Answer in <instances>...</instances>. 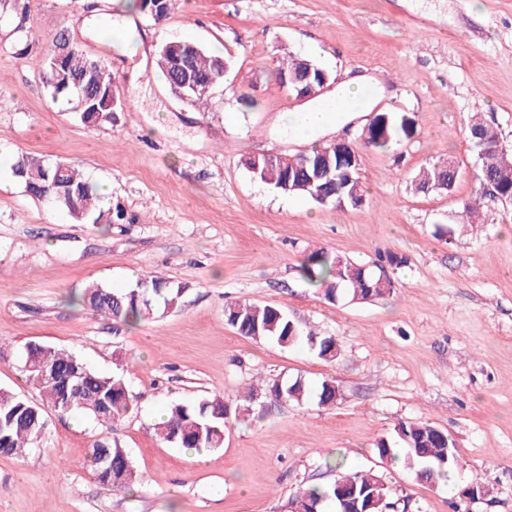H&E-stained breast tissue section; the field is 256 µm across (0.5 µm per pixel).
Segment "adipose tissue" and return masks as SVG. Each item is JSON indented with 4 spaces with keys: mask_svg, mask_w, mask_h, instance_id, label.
I'll use <instances>...</instances> for the list:
<instances>
[{
    "mask_svg": "<svg viewBox=\"0 0 512 512\" xmlns=\"http://www.w3.org/2000/svg\"><path fill=\"white\" fill-rule=\"evenodd\" d=\"M366 91V84L362 80L343 81L338 85L331 103L289 113L288 124L298 136L326 130L337 125L344 117L361 113L368 105Z\"/></svg>",
    "mask_w": 512,
    "mask_h": 512,
    "instance_id": "obj_1",
    "label": "adipose tissue"
}]
</instances>
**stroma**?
Instances as JSON below:
<instances>
[{
    "instance_id": "1",
    "label": "stroma",
    "mask_w": 512,
    "mask_h": 512,
    "mask_svg": "<svg viewBox=\"0 0 512 512\" xmlns=\"http://www.w3.org/2000/svg\"><path fill=\"white\" fill-rule=\"evenodd\" d=\"M26 20L0 8V387L38 400L21 355L40 343L93 369L123 368L136 409L113 436L138 481L103 486L88 449L100 427L48 413L38 447L0 455V512H284L303 481L333 482L328 462L382 475L409 512H512V201L476 196L478 155L462 131L473 113L512 153V0H170L154 23L127 0H28ZM126 25L124 37L98 19ZM119 81L120 108L88 128L51 102L37 56L60 30ZM196 43L230 62L206 109L181 101L157 66L159 46ZM336 83L365 77L370 113L317 133L360 147L361 206L284 194L243 166L249 155H298L286 115L308 104L279 82L288 55ZM253 107H245L243 98ZM414 119L390 150L363 147L371 112ZM34 153L76 164L109 191L112 221L77 224L28 195L10 160ZM459 169L452 191H415L435 160ZM478 199L469 224L462 204ZM327 251L373 266L405 258L392 295L328 302L300 267ZM163 277L186 284L177 309L124 324L70 304L91 284L127 288ZM230 301L284 306L305 329L334 336L340 356L237 334ZM335 382L334 407L258 397L222 448L199 457L156 440L172 402L219 395L237 405L258 378ZM399 421L454 439L451 482L420 483L380 459ZM492 486L469 500V486Z\"/></svg>"
}]
</instances>
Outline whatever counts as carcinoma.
<instances>
[{
    "label": "carcinoma",
    "instance_id": "1",
    "mask_svg": "<svg viewBox=\"0 0 512 512\" xmlns=\"http://www.w3.org/2000/svg\"><path fill=\"white\" fill-rule=\"evenodd\" d=\"M69 40L60 32L52 46L38 59L46 88L53 101L66 99L76 102L75 118L90 127L112 120L119 98L117 78L109 66L89 58L74 44L70 45L62 63H56L57 48ZM159 66L166 83L178 96L185 95L194 106L210 98L205 87L214 86L224 78L228 61L209 53L191 42H166L159 49ZM468 135L477 132L482 146L476 150L498 146L496 129L482 119H468ZM408 135L402 119L391 116L385 126L371 132L366 145L386 149L398 138ZM309 156L323 171H336L339 154L325 145L314 148ZM243 165L252 175L275 188L289 184L288 195L307 197L318 204H334L343 199L352 207L364 201L359 171L336 179L334 176H315L313 166L301 167L300 160L288 155L248 156ZM11 170L15 178L32 197L45 200L53 209L68 215L73 222L85 224L112 223V207L107 205L99 187L86 178L77 166L65 162H47L28 155L13 158ZM479 188L494 187L505 197L512 195V166L480 168L476 174ZM439 181L453 187L456 178L448 173L446 162L438 160L422 169L417 176V187L426 191ZM403 260L387 257V265H377L372 272L328 252L316 253L301 267L302 278L310 284L323 287L324 297L331 301L359 299L377 300L391 293L394 280L387 267H398ZM185 285L171 280L152 277L139 279L125 289H112L94 285L73 297L92 311L107 315L123 323L138 322L156 314L177 308ZM228 325L240 335L256 340H270L283 347L307 344L323 359L334 360L341 354L340 345L333 336H320L311 330L303 331L289 318L279 305H256L229 302L224 306ZM24 369L27 379L38 389L41 402L35 403L25 396L0 388V453L24 457L39 442L44 432L46 410L62 415L76 411L112 431L115 423L125 418L134 406L135 397L127 387L123 375L104 374L93 370L77 355L64 349L33 343L26 347ZM265 395L273 401L287 400L303 404L310 399L321 407L336 404L339 391L334 382L325 380L316 391L302 381L267 385ZM254 389L245 392L242 403L230 409L224 399L214 395L196 402H175L167 406L163 418L156 424L155 434L162 443L179 448H206L215 450L223 446L224 432L229 418L250 413ZM378 456L401 463L413 477L424 472L440 482L459 466L456 445L446 432H438L429 423L399 421L388 438L376 443ZM88 458L93 473L101 468V459L112 465V479L102 484L115 490L131 489L137 479L136 470L125 448L110 437L95 441L89 448ZM336 471V479L328 484L304 483L288 500L287 512H328L340 510L337 490L345 488L356 492L368 512H389L396 506L392 502L390 487L373 470H355L337 459L328 465Z\"/></svg>",
    "mask_w": 512,
    "mask_h": 512
}]
</instances>
